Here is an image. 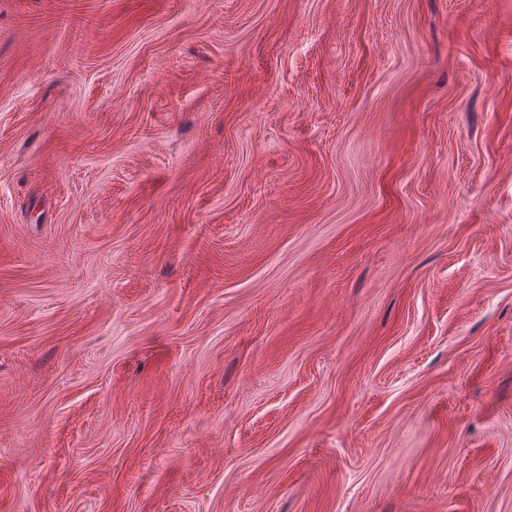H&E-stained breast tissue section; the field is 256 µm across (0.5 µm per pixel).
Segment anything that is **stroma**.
Here are the masks:
<instances>
[{
    "instance_id": "stroma-1",
    "label": "stroma",
    "mask_w": 512,
    "mask_h": 512,
    "mask_svg": "<svg viewBox=\"0 0 512 512\" xmlns=\"http://www.w3.org/2000/svg\"><path fill=\"white\" fill-rule=\"evenodd\" d=\"M0 512H512V0H0Z\"/></svg>"
}]
</instances>
